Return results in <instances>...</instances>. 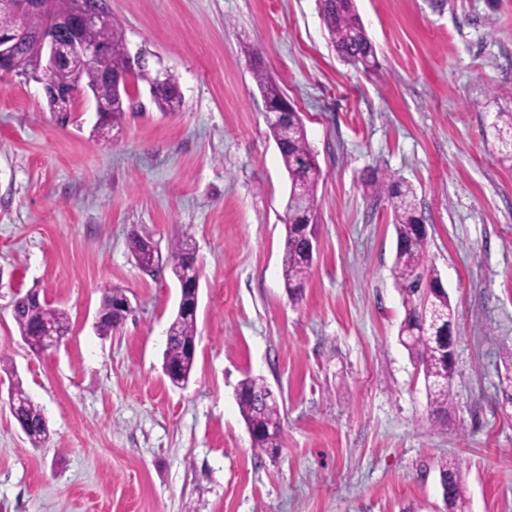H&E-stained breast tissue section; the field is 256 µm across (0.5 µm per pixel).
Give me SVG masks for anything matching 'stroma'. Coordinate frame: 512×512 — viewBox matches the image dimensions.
<instances>
[{"label": "stroma", "mask_w": 512, "mask_h": 512, "mask_svg": "<svg viewBox=\"0 0 512 512\" xmlns=\"http://www.w3.org/2000/svg\"><path fill=\"white\" fill-rule=\"evenodd\" d=\"M129 52L179 82V111L144 105L101 138L85 102L60 118L43 85L0 71V352L42 410L32 447L0 391V512H444L455 461L470 512H512V0H356L380 67L330 44L317 0H105ZM299 112L321 170L318 249L300 299L282 279L290 181L253 74ZM411 184L427 256L457 312L454 403L431 413L401 344L387 202L363 175ZM148 235L162 271L127 245ZM200 268L187 384L163 371L179 288L170 246ZM31 290L69 315L32 354L12 309ZM117 290L132 313L94 317ZM278 400L282 446L254 451L246 377ZM191 246L188 240H177L171 245L168 265L171 274L177 279L185 272L190 262H193L190 254ZM122 296L121 293L118 292H108L106 293L101 301L99 310L102 315L101 321L97 324V332L99 335L108 336L112 334V331L116 329L119 324V321H114L112 318V307L114 306V302L117 301V297Z\"/></svg>", "instance_id": "stroma-1"}]
</instances>
